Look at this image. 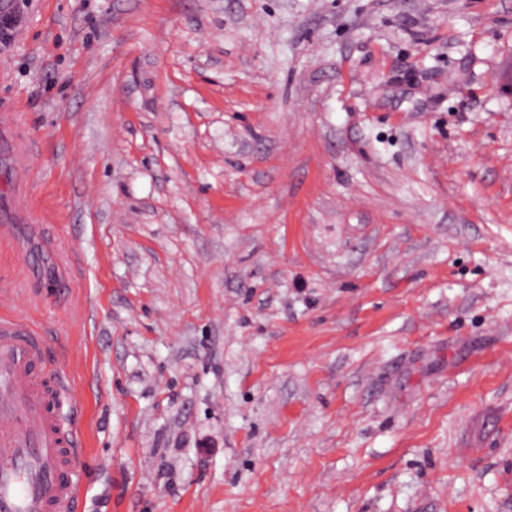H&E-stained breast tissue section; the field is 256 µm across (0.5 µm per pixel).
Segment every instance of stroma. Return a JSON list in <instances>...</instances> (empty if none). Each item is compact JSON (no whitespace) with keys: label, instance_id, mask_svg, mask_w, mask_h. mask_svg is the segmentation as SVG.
<instances>
[{"label":"stroma","instance_id":"obj_1","mask_svg":"<svg viewBox=\"0 0 512 512\" xmlns=\"http://www.w3.org/2000/svg\"><path fill=\"white\" fill-rule=\"evenodd\" d=\"M4 16L76 512H512V0Z\"/></svg>","mask_w":512,"mask_h":512}]
</instances>
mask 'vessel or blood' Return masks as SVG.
I'll return each mask as SVG.
<instances>
[{
    "instance_id": "obj_1",
    "label": "vessel or blood",
    "mask_w": 512,
    "mask_h": 512,
    "mask_svg": "<svg viewBox=\"0 0 512 512\" xmlns=\"http://www.w3.org/2000/svg\"><path fill=\"white\" fill-rule=\"evenodd\" d=\"M26 207L22 197L0 205L1 237H10ZM64 391L34 327L0 319V512H74L80 440L59 417Z\"/></svg>"
}]
</instances>
